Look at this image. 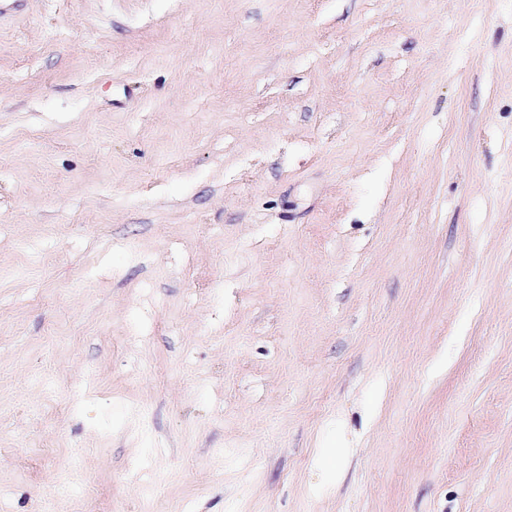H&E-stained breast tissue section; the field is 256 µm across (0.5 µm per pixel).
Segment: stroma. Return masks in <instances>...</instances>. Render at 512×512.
Masks as SVG:
<instances>
[{
  "label": "stroma",
  "mask_w": 512,
  "mask_h": 512,
  "mask_svg": "<svg viewBox=\"0 0 512 512\" xmlns=\"http://www.w3.org/2000/svg\"><path fill=\"white\" fill-rule=\"evenodd\" d=\"M0 512H512V0H0Z\"/></svg>",
  "instance_id": "obj_1"
}]
</instances>
